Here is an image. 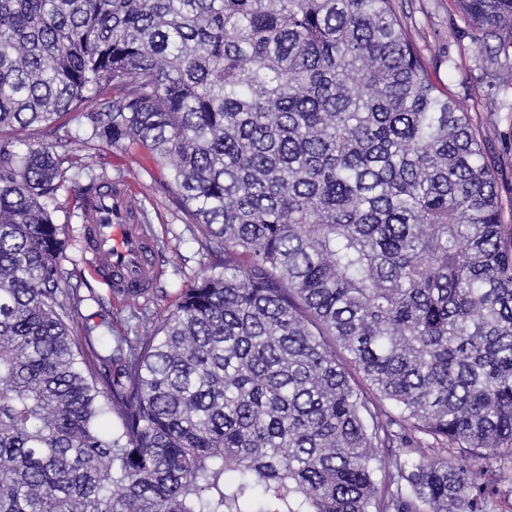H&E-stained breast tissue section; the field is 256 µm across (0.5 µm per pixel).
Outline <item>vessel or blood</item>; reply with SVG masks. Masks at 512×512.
Returning a JSON list of instances; mask_svg holds the SVG:
<instances>
[{
    "instance_id": "vessel-or-blood-1",
    "label": "vessel or blood",
    "mask_w": 512,
    "mask_h": 512,
    "mask_svg": "<svg viewBox=\"0 0 512 512\" xmlns=\"http://www.w3.org/2000/svg\"><path fill=\"white\" fill-rule=\"evenodd\" d=\"M98 209L84 229L89 262L110 291L139 296L150 284L155 243L138 222L135 197L122 186L105 188Z\"/></svg>"
}]
</instances>
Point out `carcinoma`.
Segmentation results:
<instances>
[{
    "mask_svg": "<svg viewBox=\"0 0 512 512\" xmlns=\"http://www.w3.org/2000/svg\"><path fill=\"white\" fill-rule=\"evenodd\" d=\"M72 115L224 246L125 356L63 299ZM500 215L395 0H0V512H512Z\"/></svg>",
    "mask_w": 512,
    "mask_h": 512,
    "instance_id": "carcinoma-1",
    "label": "carcinoma"
}]
</instances>
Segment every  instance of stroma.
<instances>
[{"mask_svg": "<svg viewBox=\"0 0 512 512\" xmlns=\"http://www.w3.org/2000/svg\"><path fill=\"white\" fill-rule=\"evenodd\" d=\"M396 6L415 30L422 54L437 62V75L447 86L449 97L469 113L497 185L502 221L512 224V56L501 58L496 74H487L477 59L480 33L467 24L455 0H396ZM447 58L455 61V70L444 67ZM81 136V122L76 119L67 131H41L35 138L59 143L74 160L94 162L113 177L135 170L133 189L140 204L139 222L155 242V273L148 294L129 301L112 297L90 270L75 216V194L67 188L60 190L54 219L70 241L61 260L67 276L65 289L77 293L80 318L111 324L112 335L105 344L112 347L117 338L132 340L152 329L155 321L175 308L183 288L210 272L215 256L212 244L187 222L163 190L165 172L144 149L104 146L91 151L83 146Z\"/></svg>", "mask_w": 512, "mask_h": 512, "instance_id": "obj_1", "label": "stroma"}]
</instances>
